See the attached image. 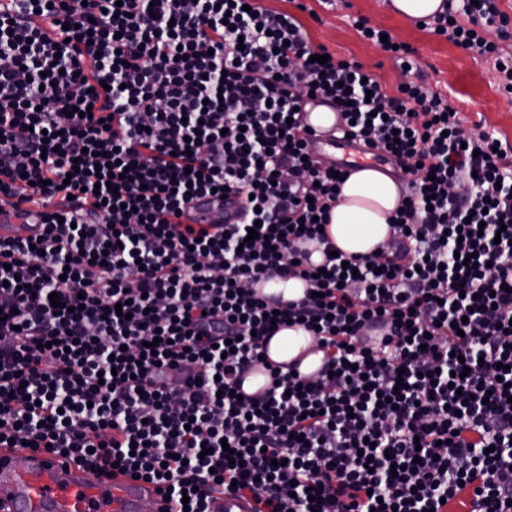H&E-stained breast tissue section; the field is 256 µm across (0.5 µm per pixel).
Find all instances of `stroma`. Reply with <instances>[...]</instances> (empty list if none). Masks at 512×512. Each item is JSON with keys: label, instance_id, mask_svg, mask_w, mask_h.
Instances as JSON below:
<instances>
[{"label": "stroma", "instance_id": "obj_1", "mask_svg": "<svg viewBox=\"0 0 512 512\" xmlns=\"http://www.w3.org/2000/svg\"><path fill=\"white\" fill-rule=\"evenodd\" d=\"M303 2L306 10L299 18L313 46L362 64L389 92L424 77L429 87L447 96L465 129L494 133L512 149V100L499 90L489 61L396 15L390 0H350V7L335 10L320 0ZM358 16L416 49L417 72L403 73L379 46L362 39L353 25Z\"/></svg>", "mask_w": 512, "mask_h": 512}]
</instances>
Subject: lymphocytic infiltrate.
<instances>
[{
	"instance_id": "f902f5d3",
	"label": "lymphocytic infiltrate",
	"mask_w": 512,
	"mask_h": 512,
	"mask_svg": "<svg viewBox=\"0 0 512 512\" xmlns=\"http://www.w3.org/2000/svg\"><path fill=\"white\" fill-rule=\"evenodd\" d=\"M424 26L512 94L498 0ZM322 55L262 0H0V209L43 208L0 237V448L128 472L172 512L215 488L257 512H512V152ZM313 97L405 175L380 253L309 260L342 183L310 153ZM231 188L241 222L190 223ZM274 276L307 296L261 295ZM290 320L316 374L266 363Z\"/></svg>"
}]
</instances>
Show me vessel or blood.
Wrapping results in <instances>:
<instances>
[{
    "label": "vessel or blood",
    "mask_w": 512,
    "mask_h": 512,
    "mask_svg": "<svg viewBox=\"0 0 512 512\" xmlns=\"http://www.w3.org/2000/svg\"><path fill=\"white\" fill-rule=\"evenodd\" d=\"M328 163L367 161L366 146L325 137ZM29 215L7 209L0 212V234L30 236L39 226L35 219L39 205ZM196 216L203 224H234L240 220V204L218 205L199 201ZM152 502L155 512H169L170 502L153 483L117 472L109 478L95 477L80 463L29 448H0V512H140L142 502ZM249 498L213 492L208 512H254Z\"/></svg>",
    "instance_id": "obj_1"
}]
</instances>
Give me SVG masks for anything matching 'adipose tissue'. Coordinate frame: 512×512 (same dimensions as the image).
<instances>
[{
    "label": "adipose tissue",
    "instance_id": "obj_1",
    "mask_svg": "<svg viewBox=\"0 0 512 512\" xmlns=\"http://www.w3.org/2000/svg\"><path fill=\"white\" fill-rule=\"evenodd\" d=\"M399 205V186L390 175L374 167L356 168L341 186L328 235L346 255H369L388 239ZM267 355L274 364L298 363L304 375L315 373L324 357L310 333L298 326L280 329L271 338Z\"/></svg>",
    "mask_w": 512,
    "mask_h": 512
}]
</instances>
